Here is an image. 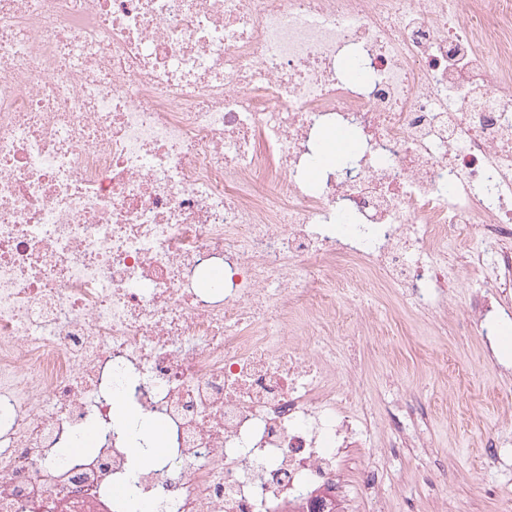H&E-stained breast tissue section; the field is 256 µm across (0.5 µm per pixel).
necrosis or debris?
Returning a JSON list of instances; mask_svg holds the SVG:
<instances>
[{
  "instance_id": "obj_1",
  "label": "necrosis or debris",
  "mask_w": 512,
  "mask_h": 512,
  "mask_svg": "<svg viewBox=\"0 0 512 512\" xmlns=\"http://www.w3.org/2000/svg\"><path fill=\"white\" fill-rule=\"evenodd\" d=\"M475 224L511 277L512 0H0V512L335 501L340 290L442 317Z\"/></svg>"
}]
</instances>
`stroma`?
<instances>
[{"label": "stroma", "instance_id": "stroma-1", "mask_svg": "<svg viewBox=\"0 0 512 512\" xmlns=\"http://www.w3.org/2000/svg\"><path fill=\"white\" fill-rule=\"evenodd\" d=\"M491 264L459 276L448 292V318L435 321L404 305L399 289L365 282L349 286L343 310L365 311L366 333L336 329V360L350 362L361 389L351 405L367 409L374 426L369 444L349 462L351 505L367 512L366 474H374L386 512H498L512 498V293L498 304L497 334L483 341L458 311L484 293ZM417 409L416 424L433 446L395 447L397 429L408 427L401 406Z\"/></svg>", "mask_w": 512, "mask_h": 512}]
</instances>
